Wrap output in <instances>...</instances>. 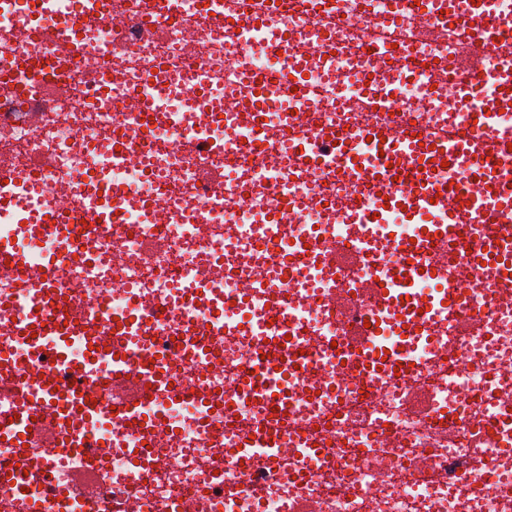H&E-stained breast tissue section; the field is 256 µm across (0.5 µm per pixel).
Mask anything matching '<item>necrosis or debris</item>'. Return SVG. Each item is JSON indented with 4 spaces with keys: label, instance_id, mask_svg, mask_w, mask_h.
Returning <instances> with one entry per match:
<instances>
[{
    "label": "necrosis or debris",
    "instance_id": "4bbe7bcc",
    "mask_svg": "<svg viewBox=\"0 0 512 512\" xmlns=\"http://www.w3.org/2000/svg\"><path fill=\"white\" fill-rule=\"evenodd\" d=\"M201 3L0 0V53L31 65L0 77V189L35 215L68 201L89 211L90 175L124 191L125 223L76 225L79 255L64 272L73 293L60 303L98 320L130 310L137 296L153 306V345L175 390L151 403L158 429L102 421L93 432L102 445L80 466L33 434L23 488L0 496V512L34 503L64 512L69 498L86 512H512V287L470 261L488 225H460L424 255L443 262L462 298L432 315L382 308L368 285L373 266L396 271V239L415 238L443 213L359 223L373 195L328 168H297L287 154L317 132L366 124L452 136L468 155L507 153L498 138L470 139L473 112L449 107L432 66L456 71L481 32L454 17L424 21L413 0H224V21ZM297 41L310 49L302 100L286 96ZM264 74L277 77L279 99L261 114L249 106ZM383 86L395 88L409 124L393 127L377 106ZM150 94L162 105L144 141L139 103ZM238 103L243 113L225 127L224 111ZM119 146L133 159L117 166ZM282 182L301 202L285 229L319 234L316 258L290 255L270 230ZM1 238L35 260L63 249L3 212ZM205 270L215 288L199 305L190 284ZM256 277L266 290L248 288ZM31 295L0 276V353L27 367L0 381V425L33 389V371L49 369L13 332ZM218 321L213 363L190 362L170 340L177 326ZM246 321L288 328L285 357H306L278 398L238 393L261 342L241 332ZM388 347L401 352V374L376 365ZM270 428L281 448L230 455Z\"/></svg>",
    "mask_w": 512,
    "mask_h": 512
}]
</instances>
